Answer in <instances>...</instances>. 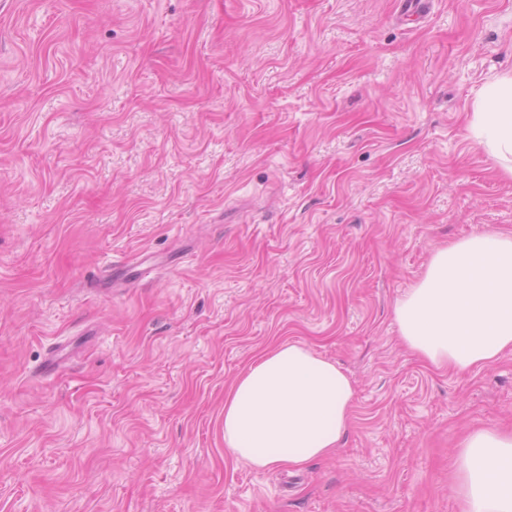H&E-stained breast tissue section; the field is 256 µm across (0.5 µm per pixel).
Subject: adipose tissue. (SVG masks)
<instances>
[{"instance_id":"ef3b65f1","label":"adipose tissue","mask_w":512,"mask_h":512,"mask_svg":"<svg viewBox=\"0 0 512 512\" xmlns=\"http://www.w3.org/2000/svg\"><path fill=\"white\" fill-rule=\"evenodd\" d=\"M468 130L512 178V75L486 83ZM404 344L436 367L468 369L512 350V234L483 232L436 250L393 309ZM351 379L300 342L266 349L224 399V450L254 470L303 467L336 452L354 401ZM462 512H512V434L460 444Z\"/></svg>"}]
</instances>
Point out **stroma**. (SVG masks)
I'll return each instance as SVG.
<instances>
[{
	"instance_id": "1",
	"label": "stroma",
	"mask_w": 512,
	"mask_h": 512,
	"mask_svg": "<svg viewBox=\"0 0 512 512\" xmlns=\"http://www.w3.org/2000/svg\"><path fill=\"white\" fill-rule=\"evenodd\" d=\"M400 10L0 0V512H461L512 351L434 368L392 308L437 249L512 233L465 130L512 73V0ZM288 341L352 380L351 422L258 472L224 396Z\"/></svg>"
}]
</instances>
